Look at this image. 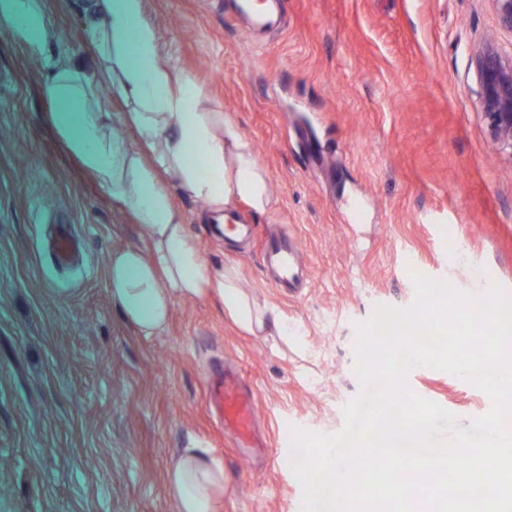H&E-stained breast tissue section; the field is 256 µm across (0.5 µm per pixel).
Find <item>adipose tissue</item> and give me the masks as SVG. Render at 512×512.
I'll use <instances>...</instances> for the list:
<instances>
[{
	"instance_id": "adipose-tissue-1",
	"label": "adipose tissue",
	"mask_w": 512,
	"mask_h": 512,
	"mask_svg": "<svg viewBox=\"0 0 512 512\" xmlns=\"http://www.w3.org/2000/svg\"><path fill=\"white\" fill-rule=\"evenodd\" d=\"M145 0H85L94 66L50 55L52 30L21 31L43 49L45 93L56 104L57 138L112 201L135 218L141 248L113 250L106 265L112 302L150 336L165 330L175 299H215L225 317L255 336L296 337L276 309L242 287L235 266L205 260L173 195L204 203L214 215L237 202L268 210V177L233 113L217 112L195 77L164 53L144 18ZM122 102L110 112L101 93ZM178 512H218L224 468L203 448L184 449L167 472Z\"/></svg>"
}]
</instances>
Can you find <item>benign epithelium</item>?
<instances>
[{"mask_svg":"<svg viewBox=\"0 0 512 512\" xmlns=\"http://www.w3.org/2000/svg\"><path fill=\"white\" fill-rule=\"evenodd\" d=\"M498 24L512 32V0H491ZM480 86L479 107L490 136L503 149L512 152V57L501 55L488 41L475 54Z\"/></svg>","mask_w":512,"mask_h":512,"instance_id":"obj_1","label":"benign epithelium"}]
</instances>
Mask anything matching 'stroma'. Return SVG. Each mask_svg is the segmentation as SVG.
<instances>
[{
  "label": "stroma",
  "mask_w": 512,
  "mask_h": 512,
  "mask_svg": "<svg viewBox=\"0 0 512 512\" xmlns=\"http://www.w3.org/2000/svg\"><path fill=\"white\" fill-rule=\"evenodd\" d=\"M235 0H146L145 18L220 111L234 113L265 168L252 235L226 238L201 203L175 197L206 261L303 330L302 346L249 336L208 300L175 299L167 329L140 334L112 304V250L140 247L55 135L46 72L16 29L50 25L48 53L87 63L83 0H43L0 27V512H177L167 470L181 449L224 467L220 512H299L283 465L290 432H339L360 391L356 325L375 305L414 299L410 266L472 292L512 298V154L478 106L475 50L512 53L490 0H286L273 28ZM302 253L298 293L273 284L265 239ZM70 233L67 260L52 243ZM234 364L256 396L266 445L241 454L208 404ZM426 396L470 429L488 396L415 370Z\"/></svg>",
  "instance_id": "stroma-1"
}]
</instances>
